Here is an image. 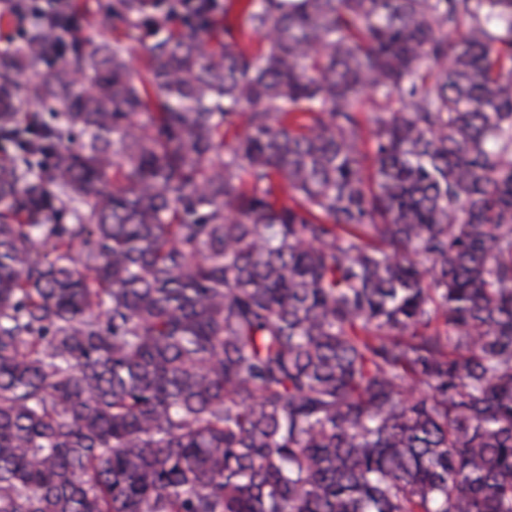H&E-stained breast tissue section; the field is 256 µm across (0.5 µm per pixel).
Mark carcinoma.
Wrapping results in <instances>:
<instances>
[{"instance_id":"1","label":"carcinoma","mask_w":512,"mask_h":512,"mask_svg":"<svg viewBox=\"0 0 512 512\" xmlns=\"http://www.w3.org/2000/svg\"><path fill=\"white\" fill-rule=\"evenodd\" d=\"M84 15L0 49V512H512V0Z\"/></svg>"}]
</instances>
